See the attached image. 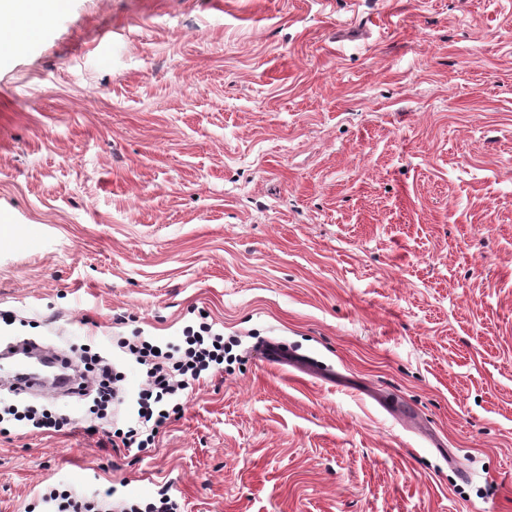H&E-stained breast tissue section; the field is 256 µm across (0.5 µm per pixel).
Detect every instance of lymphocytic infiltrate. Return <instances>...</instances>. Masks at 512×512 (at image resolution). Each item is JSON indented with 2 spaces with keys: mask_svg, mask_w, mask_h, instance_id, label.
Returning a JSON list of instances; mask_svg holds the SVG:
<instances>
[{
  "mask_svg": "<svg viewBox=\"0 0 512 512\" xmlns=\"http://www.w3.org/2000/svg\"><path fill=\"white\" fill-rule=\"evenodd\" d=\"M135 361L145 367L146 382L136 398V415L127 429H100V422L111 421L112 407L119 400L118 377L110 362L91 348H84L79 363L84 373L93 375L92 383H81L80 394L91 401L94 423L80 425L68 414L18 407L7 404L0 408V423L18 422L32 430L51 433L80 428L89 436L104 434L111 447L146 448L154 444L161 428L183 408L182 395L203 375L224 363V338L214 333L210 323L185 327L180 344L168 349H155L152 342L140 336L122 343ZM112 488L96 489L82 494L71 487L53 485L42 496L53 512H112Z\"/></svg>",
  "mask_w": 512,
  "mask_h": 512,
  "instance_id": "lymphocytic-infiltrate-1",
  "label": "lymphocytic infiltrate"
}]
</instances>
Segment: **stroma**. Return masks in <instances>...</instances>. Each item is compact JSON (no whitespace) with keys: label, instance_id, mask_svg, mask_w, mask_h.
<instances>
[{"label":"stroma","instance_id":"obj_1","mask_svg":"<svg viewBox=\"0 0 512 512\" xmlns=\"http://www.w3.org/2000/svg\"><path fill=\"white\" fill-rule=\"evenodd\" d=\"M0 310L130 395L110 335L233 356L152 448L0 434V512H512V0H69L0 66ZM112 487L96 489L90 495L78 493L71 487L48 486L42 501L52 509L49 512H112ZM121 512H181L180 504L168 491L162 490L157 496L136 502H125Z\"/></svg>","mask_w":512,"mask_h":512}]
</instances>
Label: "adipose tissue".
<instances>
[{
	"label": "adipose tissue",
	"mask_w": 512,
	"mask_h": 512,
	"mask_svg": "<svg viewBox=\"0 0 512 512\" xmlns=\"http://www.w3.org/2000/svg\"><path fill=\"white\" fill-rule=\"evenodd\" d=\"M64 4L65 0H0V45L10 53L19 52L39 35L38 29L29 27V19H45Z\"/></svg>",
	"instance_id": "ef3b65f1"
}]
</instances>
